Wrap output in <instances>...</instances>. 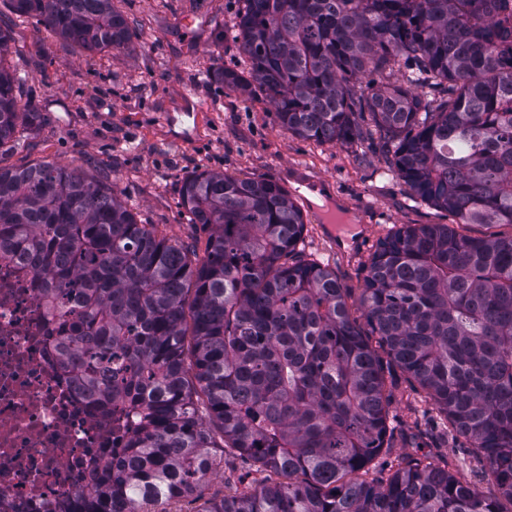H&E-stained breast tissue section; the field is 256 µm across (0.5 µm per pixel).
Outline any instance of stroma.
<instances>
[{
  "label": "stroma",
  "instance_id": "obj_1",
  "mask_svg": "<svg viewBox=\"0 0 512 512\" xmlns=\"http://www.w3.org/2000/svg\"><path fill=\"white\" fill-rule=\"evenodd\" d=\"M135 25L125 50L85 52L38 28L33 17L0 10L11 41L7 61L23 99L40 110L39 127L25 133L0 166L43 160L83 169L115 186L138 221L203 256L208 234L189 224L179 204L184 176L213 170L278 181L300 197L304 231L296 256L335 272L349 291V309L371 345L378 336L360 305L377 246L414 224L456 225L472 237L508 235L507 224H457L447 211L412 196L391 171L378 130L340 146L295 136L279 126L264 97L247 98L215 81L214 70L237 55L221 38L237 0H114ZM319 192L321 203L305 202ZM332 202L336 221H322ZM390 393L386 446L358 477L387 481L410 460L447 466L458 480L488 498L498 488L464 438L425 390L381 354ZM262 475L251 459L226 449L222 467L203 484L204 497L254 492Z\"/></svg>",
  "mask_w": 512,
  "mask_h": 512
}]
</instances>
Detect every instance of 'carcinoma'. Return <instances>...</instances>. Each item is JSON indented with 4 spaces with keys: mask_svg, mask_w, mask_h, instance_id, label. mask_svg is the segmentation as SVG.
I'll use <instances>...</instances> for the list:
<instances>
[{
    "mask_svg": "<svg viewBox=\"0 0 512 512\" xmlns=\"http://www.w3.org/2000/svg\"><path fill=\"white\" fill-rule=\"evenodd\" d=\"M113 2L8 0L89 52L132 43ZM508 12L509 0H239L231 29L249 69L215 77L264 95L304 139L344 145L371 116L413 195L459 224L512 226ZM8 42L0 30V148L40 118L17 94ZM180 205L209 230L196 265L79 169L0 167V257L32 265L73 380L121 403L127 425L62 512L194 499L217 447L268 476L198 512H512V235L408 226L380 244L361 293L393 363L493 475L491 499L431 462L384 485L353 478L384 447L383 368L336 274L291 260L304 222L284 187L204 170L183 179Z\"/></svg>",
    "mask_w": 512,
    "mask_h": 512,
    "instance_id": "obj_1",
    "label": "carcinoma"
}]
</instances>
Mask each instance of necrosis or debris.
<instances>
[{
  "instance_id": "obj_1",
  "label": "necrosis or debris",
  "mask_w": 512,
  "mask_h": 512,
  "mask_svg": "<svg viewBox=\"0 0 512 512\" xmlns=\"http://www.w3.org/2000/svg\"><path fill=\"white\" fill-rule=\"evenodd\" d=\"M34 281L0 259V512H57L112 458V407L72 382Z\"/></svg>"
}]
</instances>
